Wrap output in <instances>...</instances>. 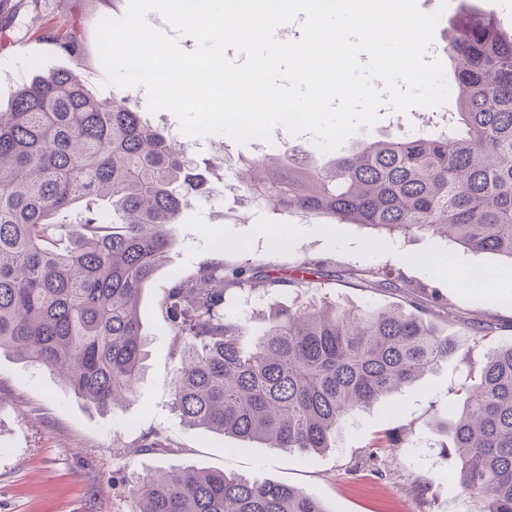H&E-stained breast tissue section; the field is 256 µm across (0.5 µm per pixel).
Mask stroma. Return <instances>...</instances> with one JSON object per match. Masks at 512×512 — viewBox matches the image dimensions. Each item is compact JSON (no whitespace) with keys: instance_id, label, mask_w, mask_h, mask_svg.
<instances>
[{"instance_id":"obj_1","label":"stroma","mask_w":512,"mask_h":512,"mask_svg":"<svg viewBox=\"0 0 512 512\" xmlns=\"http://www.w3.org/2000/svg\"><path fill=\"white\" fill-rule=\"evenodd\" d=\"M418 0L421 10H442L434 43L445 47L451 23L463 10L490 15L512 33V0ZM127 0H0V102L8 103L21 76L73 69L88 91L111 97L97 54L101 18L119 17ZM76 27L81 52L73 58L47 39L48 31ZM311 145L310 134L274 131L272 142L241 146L217 135L189 139L192 155L232 171L242 157L276 155L285 144ZM202 263L251 267L259 284L228 291L227 316L248 327L244 346L265 328L271 302H287L289 287L267 288L266 277L293 279L311 271L303 297L350 307L400 304L452 312L441 328L454 335L468 322L492 328L484 340L449 358L420 383L393 396L394 410L354 414L331 448L311 455L288 453L258 442L237 450L234 439L186 424L172 405L177 343L160 309L165 288ZM473 264L492 271L481 292L465 288L462 272ZM385 271L393 287L380 285ZM427 283L437 294L412 292ZM140 319L148 337L136 397L102 411L78 398L56 373L30 365L17 353H0V512H133L135 476L156 470H221L297 487L327 512H482L484 498L459 485L455 451H442L437 414L453 415L468 372L483 364L490 345L512 341V268L498 257L475 255L428 232L406 234L326 218L279 214L247 203L243 190L193 194L164 263L144 286ZM155 432L163 448L136 451L142 434ZM401 442L379 447L384 433Z\"/></svg>"}]
</instances>
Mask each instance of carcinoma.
I'll list each match as a JSON object with an SVG mask.
<instances>
[{
    "instance_id": "obj_1",
    "label": "carcinoma",
    "mask_w": 512,
    "mask_h": 512,
    "mask_svg": "<svg viewBox=\"0 0 512 512\" xmlns=\"http://www.w3.org/2000/svg\"><path fill=\"white\" fill-rule=\"evenodd\" d=\"M71 56L72 32L49 31ZM455 109L442 129L359 140L325 166L312 150L240 161L249 201L281 213L389 232L432 230L512 263V34L463 13L445 48ZM187 144L123 95L99 101L73 70L21 81L0 108V352L56 371L111 410L136 391L146 335L139 296L170 249L186 197L207 189ZM244 268L202 264L165 289L161 310L182 344L173 405L188 424L309 455L351 416L432 375L479 341L478 322L448 336L398 304L350 308L295 297L273 308L245 349L224 314ZM465 491L512 512V342L489 349L440 421ZM134 512H326L303 491L219 471L147 473Z\"/></svg>"
}]
</instances>
